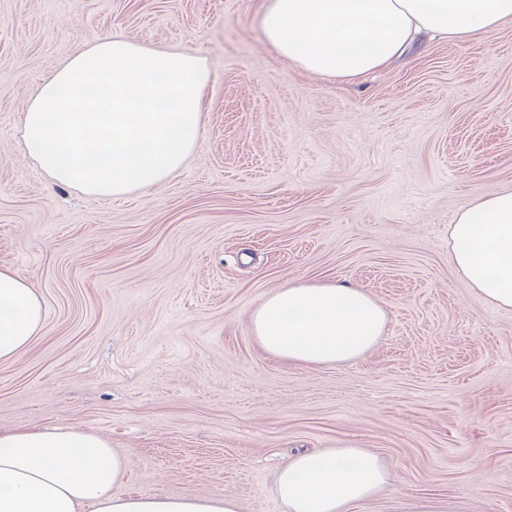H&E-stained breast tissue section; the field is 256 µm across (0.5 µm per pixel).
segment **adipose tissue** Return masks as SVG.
I'll use <instances>...</instances> for the list:
<instances>
[{
	"instance_id": "1",
	"label": "adipose tissue",
	"mask_w": 512,
	"mask_h": 512,
	"mask_svg": "<svg viewBox=\"0 0 512 512\" xmlns=\"http://www.w3.org/2000/svg\"><path fill=\"white\" fill-rule=\"evenodd\" d=\"M512 23V0H262L263 41L296 68L353 80L405 55L420 37L486 40ZM209 82L202 58L101 41L68 59L23 112V151L56 183L104 198L153 187L197 148ZM449 261L493 308L512 310V189L462 208ZM45 318L38 292L0 267V362L17 359ZM387 312L368 292L289 280L251 312L272 358L307 367L357 359ZM126 459L103 438L47 428L0 431V512H238L218 492L121 494ZM390 481L379 458L350 442L292 455L276 475L284 512H358Z\"/></svg>"
}]
</instances>
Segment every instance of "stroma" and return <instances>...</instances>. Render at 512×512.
Returning <instances> with one entry per match:
<instances>
[{"mask_svg": "<svg viewBox=\"0 0 512 512\" xmlns=\"http://www.w3.org/2000/svg\"><path fill=\"white\" fill-rule=\"evenodd\" d=\"M260 0H0V265L45 305L0 363V428L85 430L128 459L121 492L284 512L276 470L351 441L400 495L512 512V310L448 262V226L512 187V24L427 42L351 83L267 48ZM117 35L202 56L201 138L158 187L96 198L51 182L18 123L66 59ZM344 284L387 312L360 358L310 368L254 341L284 282Z\"/></svg>", "mask_w": 512, "mask_h": 512, "instance_id": "stroma-1", "label": "stroma"}]
</instances>
